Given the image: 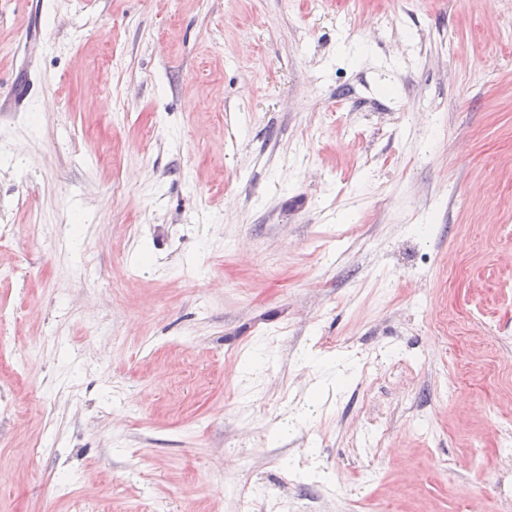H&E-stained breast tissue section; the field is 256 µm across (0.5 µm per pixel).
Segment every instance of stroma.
I'll use <instances>...</instances> for the list:
<instances>
[{
  "label": "stroma",
  "instance_id": "obj_1",
  "mask_svg": "<svg viewBox=\"0 0 512 512\" xmlns=\"http://www.w3.org/2000/svg\"><path fill=\"white\" fill-rule=\"evenodd\" d=\"M0 229V512H512V0H0Z\"/></svg>",
  "mask_w": 512,
  "mask_h": 512
}]
</instances>
